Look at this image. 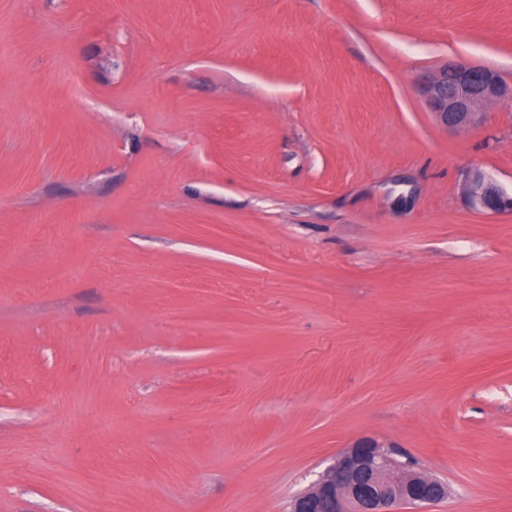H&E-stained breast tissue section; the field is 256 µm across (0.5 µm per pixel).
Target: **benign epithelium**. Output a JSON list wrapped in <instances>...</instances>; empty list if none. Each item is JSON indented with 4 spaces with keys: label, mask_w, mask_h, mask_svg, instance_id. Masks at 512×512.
I'll return each mask as SVG.
<instances>
[{
    "label": "benign epithelium",
    "mask_w": 512,
    "mask_h": 512,
    "mask_svg": "<svg viewBox=\"0 0 512 512\" xmlns=\"http://www.w3.org/2000/svg\"><path fill=\"white\" fill-rule=\"evenodd\" d=\"M422 93L439 122L457 128L471 123L485 103L512 98V86L495 70L458 59L427 76ZM466 194L474 207L512 211V196L481 174L470 179ZM447 497L446 483L367 438L336 455L321 478L291 502L290 512H394L399 504L435 505Z\"/></svg>",
    "instance_id": "1"
}]
</instances>
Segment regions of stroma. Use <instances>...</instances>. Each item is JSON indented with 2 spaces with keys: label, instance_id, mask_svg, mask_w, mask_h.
Masks as SVG:
<instances>
[{
  "label": "stroma",
  "instance_id": "35a3bbf8",
  "mask_svg": "<svg viewBox=\"0 0 512 512\" xmlns=\"http://www.w3.org/2000/svg\"><path fill=\"white\" fill-rule=\"evenodd\" d=\"M0 29V512H288L363 437L447 483L402 512H512V211L463 192L512 194V100L447 128L419 92L460 57L512 83V0ZM468 201L474 207L493 211H512V196H508L500 185L481 174H475L466 189Z\"/></svg>",
  "mask_w": 512,
  "mask_h": 512
}]
</instances>
